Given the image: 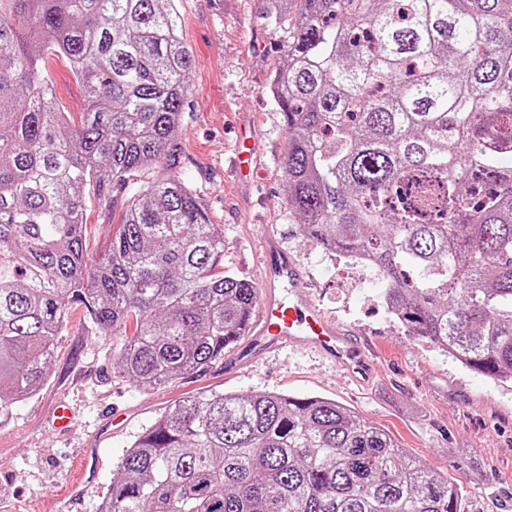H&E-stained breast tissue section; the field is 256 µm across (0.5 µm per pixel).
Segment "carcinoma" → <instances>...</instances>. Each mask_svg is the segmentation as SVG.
Returning <instances> with one entry per match:
<instances>
[{"mask_svg": "<svg viewBox=\"0 0 512 512\" xmlns=\"http://www.w3.org/2000/svg\"><path fill=\"white\" fill-rule=\"evenodd\" d=\"M176 0H0V410L44 384L75 305L112 366L166 384L224 358L258 288L177 165L193 63ZM294 20L272 94L300 235L367 259L408 336L512 383V0H265ZM83 84L56 109L47 55ZM167 174L146 184L135 178ZM128 193L106 257L85 197ZM413 270L415 276L406 275ZM464 489L333 400L205 390L122 454L100 512H463Z\"/></svg>", "mask_w": 512, "mask_h": 512, "instance_id": "obj_1", "label": "carcinoma"}]
</instances>
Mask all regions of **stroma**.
<instances>
[{"instance_id": "35a3bbf8", "label": "stroma", "mask_w": 512, "mask_h": 512, "mask_svg": "<svg viewBox=\"0 0 512 512\" xmlns=\"http://www.w3.org/2000/svg\"><path fill=\"white\" fill-rule=\"evenodd\" d=\"M264 0H178L193 58L181 133L178 175L204 197L224 228V269L256 282L263 232L276 234L306 271L325 310L378 352L381 371L366 386L309 353L283 351L240 374L223 362L161 388L139 386L112 367L120 337L101 331L84 307L70 311L41 388L0 412V512H100L120 456L161 413L187 394L214 389L319 396L387 429L412 457L463 486L464 512H512V383L471 373L428 344L403 334L387 314L371 273L348 266L303 240L285 210L279 160L286 147L283 116L271 97V75L288 45L287 24L267 25ZM56 107L79 119L82 83L68 61L45 59ZM258 146L254 182L225 180L224 162L241 134ZM113 205L86 204V250L100 257L109 244ZM76 417L53 428L59 402ZM81 492L71 495L73 480Z\"/></svg>"}]
</instances>
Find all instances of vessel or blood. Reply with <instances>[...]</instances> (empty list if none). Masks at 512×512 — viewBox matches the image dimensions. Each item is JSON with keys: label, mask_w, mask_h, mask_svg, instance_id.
<instances>
[{"label": "vessel or blood", "mask_w": 512, "mask_h": 512, "mask_svg": "<svg viewBox=\"0 0 512 512\" xmlns=\"http://www.w3.org/2000/svg\"><path fill=\"white\" fill-rule=\"evenodd\" d=\"M256 159L253 142H244L234 159L238 180H245ZM258 300L247 343L234 366L282 349H309L336 364L360 385L369 383L375 351L351 328L326 315L309 288L299 262L270 233L264 234L258 258Z\"/></svg>", "instance_id": "vessel-or-blood-1"}]
</instances>
